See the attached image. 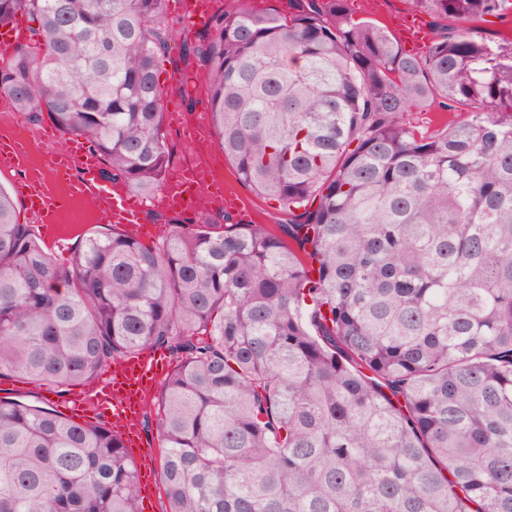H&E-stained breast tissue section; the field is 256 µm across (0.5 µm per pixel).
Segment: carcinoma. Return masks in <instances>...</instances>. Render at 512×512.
<instances>
[{"label":"carcinoma","instance_id":"cac0c4a2","mask_svg":"<svg viewBox=\"0 0 512 512\" xmlns=\"http://www.w3.org/2000/svg\"><path fill=\"white\" fill-rule=\"evenodd\" d=\"M216 11L190 43L218 144L279 232L200 216L94 232L59 267L0 184V377L91 384L148 346L167 512H512V0H412L409 54L347 0ZM165 0H0V98L152 198ZM437 104L465 117L407 120ZM0 512H141L102 421L0 399ZM296 1L292 4L289 0H248L246 6L252 12L265 13V12H278L281 15L288 17L291 13L297 11L295 8Z\"/></svg>","mask_w":512,"mask_h":512}]
</instances>
